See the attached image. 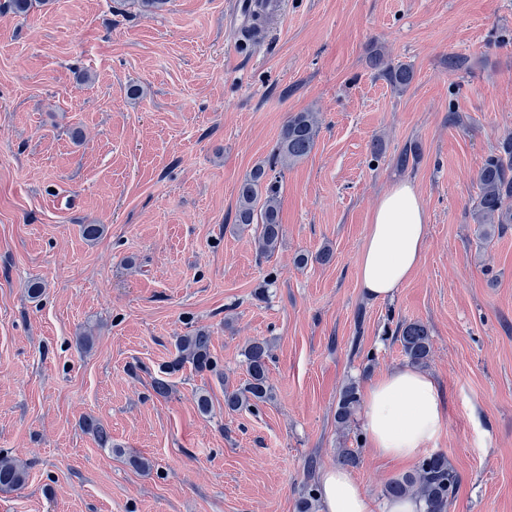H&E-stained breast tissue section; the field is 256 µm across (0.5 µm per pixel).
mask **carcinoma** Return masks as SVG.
I'll return each instance as SVG.
<instances>
[{"mask_svg": "<svg viewBox=\"0 0 512 512\" xmlns=\"http://www.w3.org/2000/svg\"><path fill=\"white\" fill-rule=\"evenodd\" d=\"M383 75L395 90L407 88L414 77L412 69L402 63L387 65ZM319 133L317 113L310 110L292 113L282 126L271 158L257 164L239 186L235 223L247 227L256 225L254 241L262 257L272 256L281 245L279 186L284 171L311 154ZM478 183L474 218L478 236L487 240L494 225L512 224V138L503 142L499 153L485 160L478 174ZM399 340L410 364L423 366L428 363L432 337L426 325L416 321L403 323ZM210 344L209 334L202 329H193L180 337L177 357L164 366L163 376L153 379L155 393L167 395L169 384L165 376L180 371L187 363L197 373L208 372L222 377ZM243 356L246 380L240 387L224 391V410L230 413L254 410L271 399L268 345L254 341L245 348ZM359 405L358 384L350 380L339 392L336 408L338 426L349 427ZM26 481L25 467L19 461L8 454L0 455V490H19ZM458 484V474L448 457L443 453H433L420 459L411 472L390 481L384 489V496L392 500L411 498L419 503L421 512H448ZM317 502V490L308 487L298 500L297 512H315Z\"/></svg>", "mask_w": 512, "mask_h": 512, "instance_id": "obj_1", "label": "carcinoma"}]
</instances>
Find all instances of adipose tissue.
Listing matches in <instances>:
<instances>
[{"instance_id": "1", "label": "adipose tissue", "mask_w": 512, "mask_h": 512, "mask_svg": "<svg viewBox=\"0 0 512 512\" xmlns=\"http://www.w3.org/2000/svg\"><path fill=\"white\" fill-rule=\"evenodd\" d=\"M427 213L413 183L392 185L379 199L358 256L360 283L374 299H387L419 267ZM365 436L378 456L415 459L437 439L443 425L433 377L401 366L372 382L365 394ZM321 512H375L372 500L340 467L321 480Z\"/></svg>"}]
</instances>
